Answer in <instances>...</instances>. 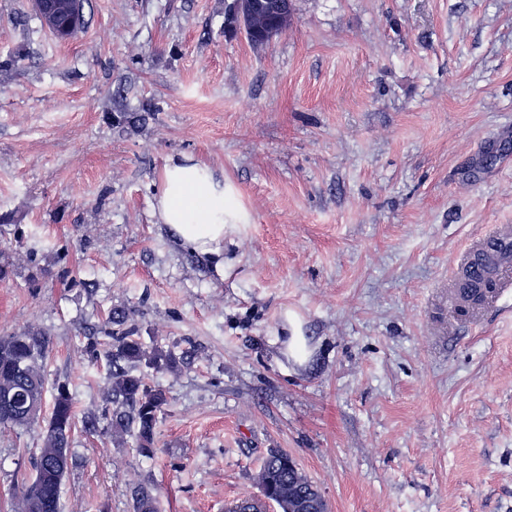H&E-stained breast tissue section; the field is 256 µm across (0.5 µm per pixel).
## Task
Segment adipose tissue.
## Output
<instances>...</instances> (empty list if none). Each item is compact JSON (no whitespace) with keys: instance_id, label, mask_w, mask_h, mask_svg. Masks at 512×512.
<instances>
[{"instance_id":"ef3b65f1","label":"adipose tissue","mask_w":512,"mask_h":512,"mask_svg":"<svg viewBox=\"0 0 512 512\" xmlns=\"http://www.w3.org/2000/svg\"><path fill=\"white\" fill-rule=\"evenodd\" d=\"M163 224L195 251L221 256L224 232L234 211L224 199V184L192 159L173 160L165 168L157 201Z\"/></svg>"}]
</instances>
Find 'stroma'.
Wrapping results in <instances>:
<instances>
[{
    "label": "stroma",
    "mask_w": 512,
    "mask_h": 512,
    "mask_svg": "<svg viewBox=\"0 0 512 512\" xmlns=\"http://www.w3.org/2000/svg\"><path fill=\"white\" fill-rule=\"evenodd\" d=\"M231 0H85L57 39L0 0V335L48 340V387L104 417L112 307L180 357L153 456L72 439L61 512H225L268 449L329 512H512V293H451L512 225V0H293L262 49ZM127 114L124 123L111 115ZM224 180V270L155 208L170 158ZM300 336L305 357L284 354ZM38 432L0 430V504ZM134 512H157L155 488L151 485L139 484L132 490Z\"/></svg>",
    "instance_id": "35a3bbf8"
}]
</instances>
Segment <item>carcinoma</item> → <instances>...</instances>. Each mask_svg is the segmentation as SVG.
<instances>
[{"instance_id": "cac0c4a2", "label": "carcinoma", "mask_w": 512, "mask_h": 512, "mask_svg": "<svg viewBox=\"0 0 512 512\" xmlns=\"http://www.w3.org/2000/svg\"><path fill=\"white\" fill-rule=\"evenodd\" d=\"M248 4L251 29L259 33L272 29L276 36L283 31L274 26L272 0H248ZM106 325L109 326L106 336L112 339L109 351L112 372L106 389L112 414L102 427L97 419L87 417L83 419V428L88 432L102 429L118 445L130 439L141 454L149 456L156 444L158 415L168 404V397L162 389L149 385L137 367L143 363L157 372H173L178 368L179 358L171 351L145 346L137 336L134 311L128 308H112ZM0 349L9 352L8 358H0V393L7 391L15 400L12 408H0V427L28 430L38 423V418L29 416L26 407L35 405L41 412L50 407L46 434L33 454L34 474L15 486L11 507L14 512H59L61 487L70 461V454L63 455L60 449L70 447L78 421L76 400L65 385L47 394L44 333L23 329L0 336ZM257 481L262 496L277 503L283 512L290 509L299 512L304 505L314 512H329L317 484L285 451L268 450ZM131 497L134 512H157L154 487L139 484Z\"/></svg>"}]
</instances>
